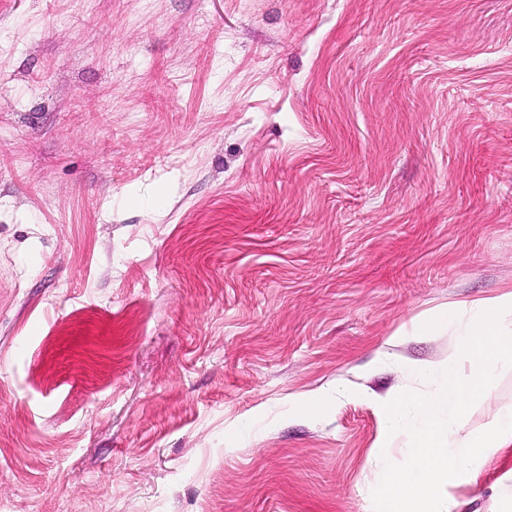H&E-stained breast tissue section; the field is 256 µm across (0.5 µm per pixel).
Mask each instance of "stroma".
Segmentation results:
<instances>
[{"label":"stroma","mask_w":512,"mask_h":512,"mask_svg":"<svg viewBox=\"0 0 512 512\" xmlns=\"http://www.w3.org/2000/svg\"><path fill=\"white\" fill-rule=\"evenodd\" d=\"M509 290L512 0H0V512H375Z\"/></svg>","instance_id":"1"}]
</instances>
